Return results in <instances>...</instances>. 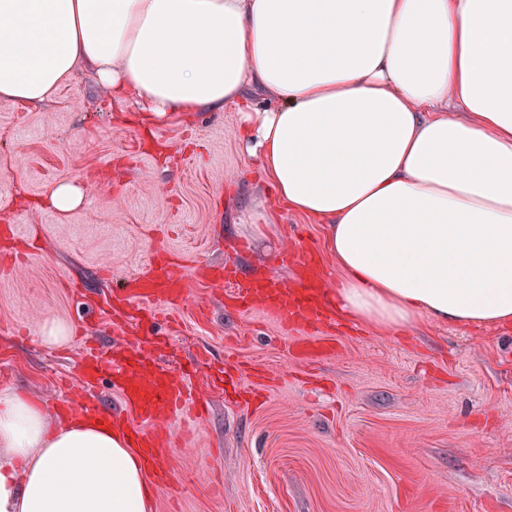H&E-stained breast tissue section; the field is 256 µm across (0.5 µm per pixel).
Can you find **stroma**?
Returning <instances> with one entry per match:
<instances>
[{"label":"stroma","instance_id":"35a3bbf8","mask_svg":"<svg viewBox=\"0 0 512 512\" xmlns=\"http://www.w3.org/2000/svg\"><path fill=\"white\" fill-rule=\"evenodd\" d=\"M238 123L231 106L149 120L82 69L47 103H0V226L29 246L18 270L0 256V387L50 408L74 399L85 337L127 342L112 289L158 252L192 273L229 260L277 273L295 231L323 251L322 225L291 212L261 231L244 223L271 193ZM60 182L88 205L42 207ZM47 320L73 326L64 347L37 342ZM181 321L154 326L156 358L197 363L206 411L187 435L173 422L175 481L154 489L152 512H512V325L382 334L359 322L307 383L278 322L226 310L205 281Z\"/></svg>","mask_w":512,"mask_h":512}]
</instances>
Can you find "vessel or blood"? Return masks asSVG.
<instances>
[{
  "mask_svg": "<svg viewBox=\"0 0 512 512\" xmlns=\"http://www.w3.org/2000/svg\"><path fill=\"white\" fill-rule=\"evenodd\" d=\"M284 259L293 266L292 283L277 275L252 278L236 265L211 267L208 281L224 289L233 308L247 311L261 305L288 332H294L296 358H323L332 347L336 325L330 306V285L313 257L299 246L284 249ZM193 285L179 263L155 258L137 273L123 278L112 292L113 308L129 322L156 317L160 310H177L188 301ZM87 386L108 380L118 396L116 405L81 402L77 411L100 423L122 428L130 446L151 461L165 458L169 425L178 413L189 410L191 398L185 377L154 363L148 347L141 346L115 356L90 349L81 367Z\"/></svg>",
  "mask_w": 512,
  "mask_h": 512,
  "instance_id": "vessel-or-blood-1",
  "label": "vessel or blood"
}]
</instances>
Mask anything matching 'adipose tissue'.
Masks as SVG:
<instances>
[{
	"label": "adipose tissue",
	"mask_w": 512,
	"mask_h": 512,
	"mask_svg": "<svg viewBox=\"0 0 512 512\" xmlns=\"http://www.w3.org/2000/svg\"><path fill=\"white\" fill-rule=\"evenodd\" d=\"M85 66L151 119L239 107L273 198L247 219L325 224L343 316L512 324V0H0V102ZM151 501L119 435L0 388V512Z\"/></svg>",
	"instance_id": "ef3b65f1"
}]
</instances>
